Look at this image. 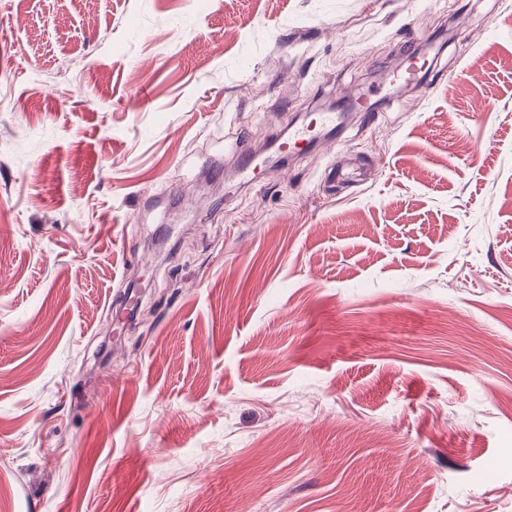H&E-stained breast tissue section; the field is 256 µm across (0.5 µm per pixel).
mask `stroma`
<instances>
[{
    "label": "stroma",
    "instance_id": "stroma-1",
    "mask_svg": "<svg viewBox=\"0 0 512 512\" xmlns=\"http://www.w3.org/2000/svg\"><path fill=\"white\" fill-rule=\"evenodd\" d=\"M0 512H512V0H0ZM413 59L422 60L423 62L419 66L418 62H415ZM411 60L412 63L403 73L393 76V79L390 80L389 83L393 86V94L400 95L407 87L416 85V76L426 65L422 49H415L412 53Z\"/></svg>",
    "mask_w": 512,
    "mask_h": 512
}]
</instances>
